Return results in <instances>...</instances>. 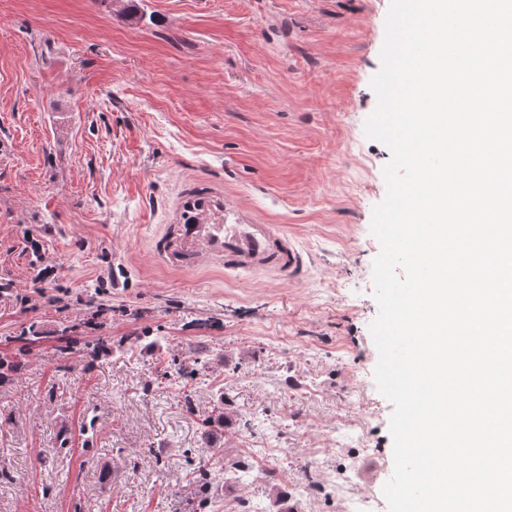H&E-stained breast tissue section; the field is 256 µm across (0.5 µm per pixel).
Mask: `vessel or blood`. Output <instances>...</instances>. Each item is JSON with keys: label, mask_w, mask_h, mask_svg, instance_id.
<instances>
[{"label": "vessel or blood", "mask_w": 512, "mask_h": 512, "mask_svg": "<svg viewBox=\"0 0 512 512\" xmlns=\"http://www.w3.org/2000/svg\"><path fill=\"white\" fill-rule=\"evenodd\" d=\"M161 241L163 261L186 270L207 266L293 275L304 267L302 252L280 225L254 223L217 196L189 198L181 223L168 225Z\"/></svg>", "instance_id": "obj_1"}]
</instances>
